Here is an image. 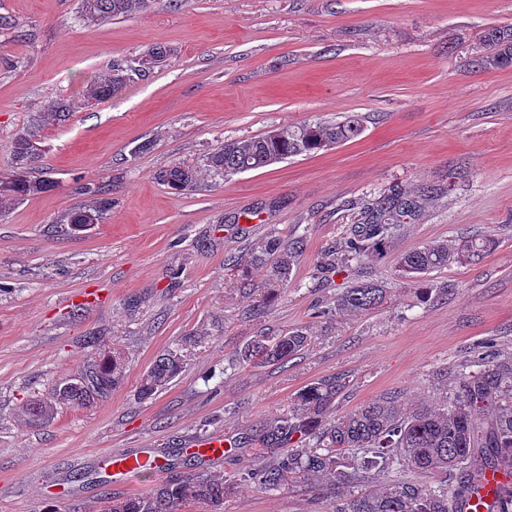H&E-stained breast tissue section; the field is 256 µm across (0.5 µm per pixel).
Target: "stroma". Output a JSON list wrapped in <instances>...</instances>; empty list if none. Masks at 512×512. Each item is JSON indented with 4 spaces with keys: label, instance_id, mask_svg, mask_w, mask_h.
<instances>
[{
    "label": "stroma",
    "instance_id": "obj_1",
    "mask_svg": "<svg viewBox=\"0 0 512 512\" xmlns=\"http://www.w3.org/2000/svg\"><path fill=\"white\" fill-rule=\"evenodd\" d=\"M0 172L33 133L39 175L54 190L0 207V512H101L108 495L149 491L192 473L187 441L245 438L203 463L233 483L220 509L331 512V481H244L273 456L247 437L289 415L298 393L346 375L337 412L397 392L441 403L444 372L482 344L512 355V67L485 69L486 35L512 27V0H150L135 15L90 22L81 0H0ZM167 57L150 76L86 102L113 59ZM71 113L36 119L55 101ZM365 114L357 139L221 178L204 171L224 141L284 125ZM176 163L201 168L177 193L159 180ZM109 188L104 219L69 236L59 221ZM398 189L418 206L382 255L323 277L321 264L358 220L356 203ZM306 238L290 279L270 297L273 238ZM491 237L479 264H452L418 284L402 254L432 242ZM369 280L386 301L337 311L344 288ZM429 287L421 297L420 287ZM306 330L287 363L238 365L258 336ZM124 358L103 401L61 406L35 426L19 408L77 375L92 350ZM177 351L183 370L143 399L140 379ZM164 453L163 474L112 480L107 454ZM65 487L66 500L48 497Z\"/></svg>",
    "mask_w": 512,
    "mask_h": 512
}]
</instances>
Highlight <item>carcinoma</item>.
Returning a JSON list of instances; mask_svg holds the SVG:
<instances>
[{
  "mask_svg": "<svg viewBox=\"0 0 512 512\" xmlns=\"http://www.w3.org/2000/svg\"><path fill=\"white\" fill-rule=\"evenodd\" d=\"M149 0H83L87 18L105 20L137 14ZM490 55L481 65L493 69L512 64V27L496 28L487 36ZM167 50L154 47L132 65L127 59L112 60V74L86 85V101L100 100L119 91L135 79L149 76L163 62ZM67 105L58 103L41 113L40 121L51 125L62 121ZM365 117L352 112L340 121H315L272 129L262 135L227 140L206 158V170L226 178L263 168L283 159L314 155L358 138L365 129ZM40 156L33 135L18 136L11 148L12 173L0 177V200H24L47 193L54 187L48 177L33 178L30 170ZM196 167L175 164L160 173L172 190L193 187ZM93 196L87 206L68 212L60 223L71 230L85 217L98 222L112 206L108 190L84 187ZM417 201L392 189L360 206V222L352 225L350 236L330 254L326 270L334 271L351 259H363L379 252L399 232L401 218L415 210ZM305 240H272L268 249L279 254L269 285L288 281L292 258L304 248ZM488 238L472 239L450 247L434 242L409 251L400 258L401 271L411 279L451 264H474L491 250ZM386 300V290L370 281L346 288L336 299L340 311L358 313L373 310ZM307 334L293 330L284 336H261L242 355V361L284 362L305 347ZM477 370L455 376L453 395L437 408L418 406L402 410L397 396L375 399L342 415H331L336 398L345 388L342 377L320 380L297 396L298 412L284 416L254 431L250 440L276 453L275 463L258 466L244 480L258 482L266 490L280 488L289 474L308 478H333L336 502L332 512H462L461 504L476 493L480 479L489 469L512 470V359L487 352L475 361ZM182 359L174 352L158 356L143 374L139 395L149 398L166 388L182 371ZM124 379V364L117 355L90 358L80 373L59 383L47 398L27 401L22 416L33 424L54 419L59 405L84 408L103 399ZM448 475L460 471L453 488L447 480L427 487L408 480L388 477L394 465ZM233 490L224 478L195 472L168 481L144 494L111 498L105 512H179L188 501H203L214 507L224 503Z\"/></svg>",
  "mask_w": 512,
  "mask_h": 512,
  "instance_id": "obj_1",
  "label": "carcinoma"
}]
</instances>
